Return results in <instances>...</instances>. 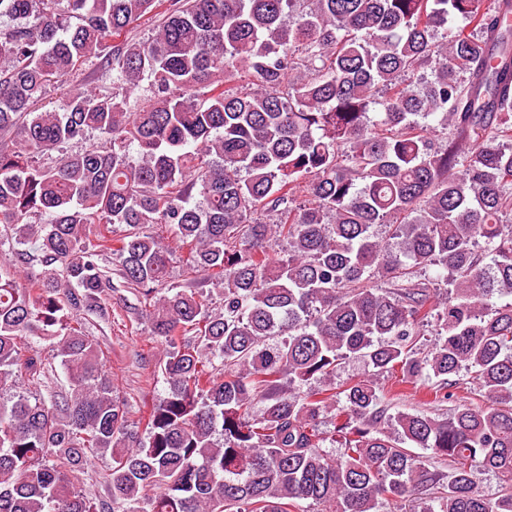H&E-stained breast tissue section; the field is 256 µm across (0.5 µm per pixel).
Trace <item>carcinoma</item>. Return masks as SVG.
Returning a JSON list of instances; mask_svg holds the SVG:
<instances>
[{
  "mask_svg": "<svg viewBox=\"0 0 512 512\" xmlns=\"http://www.w3.org/2000/svg\"><path fill=\"white\" fill-rule=\"evenodd\" d=\"M4 18L0 241L36 253L0 262V390L39 383L48 341L68 391L0 400V512H512V0H0ZM88 63L120 91L68 83ZM90 130L104 145L39 163ZM158 224L221 308L168 284ZM107 254L163 346L143 431L80 320ZM434 266L443 297L416 280ZM355 357L368 373L336 384ZM463 372L480 401L389 412L383 381L427 378L441 406ZM95 457L107 500L79 489Z\"/></svg>",
  "mask_w": 512,
  "mask_h": 512,
  "instance_id": "carcinoma-1",
  "label": "carcinoma"
}]
</instances>
